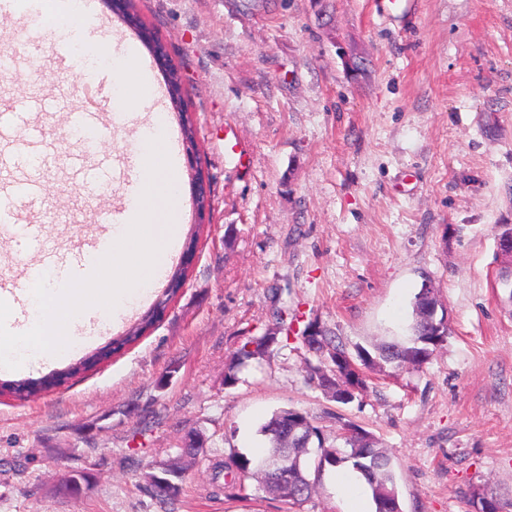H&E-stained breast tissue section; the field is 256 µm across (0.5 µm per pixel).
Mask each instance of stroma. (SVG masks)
<instances>
[{"instance_id":"1","label":"stroma","mask_w":512,"mask_h":512,"mask_svg":"<svg viewBox=\"0 0 512 512\" xmlns=\"http://www.w3.org/2000/svg\"><path fill=\"white\" fill-rule=\"evenodd\" d=\"M140 21L183 78L211 178L208 224L194 206L185 238L196 258L166 316L134 344L27 400L0 394V512H345L329 474L297 507L213 497L210 455H255L273 412H306L328 439L337 418L373 433L394 460L402 512H476L483 492L512 512V259L496 228L512 224V0H414L403 17L376 0H136ZM35 11L0 13V113L36 98L51 166L33 173L37 202L0 239V278L39 258L21 234L38 224L59 255L101 234L135 172L126 141L151 124L141 103L97 154L109 190L86 196L71 166L83 146L71 115L112 122L106 89L87 103L58 41L22 46ZM448 337L418 368L371 371L349 405L306 378L299 336L313 323L347 349L405 340L423 283ZM297 313L286 346L224 384L233 353ZM207 454L183 491L160 503L149 468L190 435ZM86 481L79 496L66 477Z\"/></svg>"}]
</instances>
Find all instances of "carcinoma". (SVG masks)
<instances>
[{
    "mask_svg": "<svg viewBox=\"0 0 512 512\" xmlns=\"http://www.w3.org/2000/svg\"><path fill=\"white\" fill-rule=\"evenodd\" d=\"M171 104L177 110L182 135L195 133V124L188 112L183 109L182 86H175V92L168 93ZM177 290L167 288L156 300L140 322L131 327L121 340L116 342L113 350L132 344L139 340L145 331L156 321V312L167 307ZM433 299L418 291L413 300V322L410 326L411 336L405 342L383 343L376 347L377 357H372L364 349L357 351V358L363 369H358L352 357L343 346L336 343L335 337L327 330L308 325L300 336L301 342L317 359V363L308 364L307 377L315 388L323 391L339 404L347 405L368 390L366 370L373 369L381 363H391L397 368L420 367L425 364L434 351L441 346L448 336V327L444 319L427 315V309ZM288 310L276 311L277 327L262 335L245 337L243 345L230 359L224 373V385L232 387L239 382V373L251 360H259L272 352V347L279 344L278 333L288 331ZM58 383V377L51 375L41 380H17L0 385L18 399H27ZM259 434L267 443L266 454L254 459L235 450L216 458L211 464V486L216 493H223L229 499L245 498L250 488L248 482L257 481L254 493H268L277 498L302 506L316 492L322 472L328 467L350 466L366 481L375 512H391L388 505L400 506L399 493L394 473L391 453L370 432L352 424L340 423L338 437L344 441V447L326 445L323 431L315 426L310 417L295 409H281L275 412L259 429ZM316 439L317 448L310 453L304 448L306 439ZM288 466L294 482L284 487L277 483L272 472L265 469L270 461ZM165 469L144 474L147 487L162 501L176 499L182 490L180 475L170 477L173 481L171 491L159 490L157 478L164 476Z\"/></svg>",
    "mask_w": 512,
    "mask_h": 512,
    "instance_id": "carcinoma-1",
    "label": "carcinoma"
}]
</instances>
